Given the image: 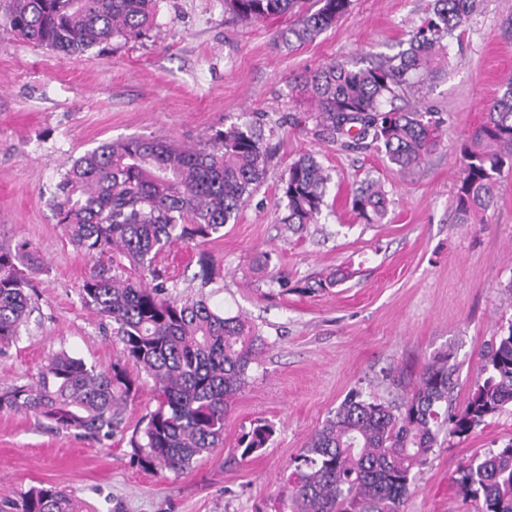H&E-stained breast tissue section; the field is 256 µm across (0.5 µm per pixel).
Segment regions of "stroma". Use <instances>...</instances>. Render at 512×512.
I'll return each mask as SVG.
<instances>
[{"instance_id": "obj_1", "label": "stroma", "mask_w": 512, "mask_h": 512, "mask_svg": "<svg viewBox=\"0 0 512 512\" xmlns=\"http://www.w3.org/2000/svg\"><path fill=\"white\" fill-rule=\"evenodd\" d=\"M427 9L428 0H353L333 28L292 50L273 40L287 18L245 24L224 0H158L146 37H116L68 59L19 38L0 42V242H29L43 263L31 277L27 323L0 355V390L31 381L60 349L99 365L119 352L80 298L88 262L49 207L76 158L141 137L194 146L233 125L271 152L264 180L222 237L201 249L172 245L163 257L183 286L208 252L224 277L211 304L243 315L268 343L224 418L223 448L184 473L154 472L121 437L59 434L34 415L2 411L0 498L53 485L82 512H282L290 459L350 392L400 403L424 366L447 354L457 366L451 403L465 405L484 351L512 321V171L486 223L454 221L460 144L512 78V0H484L452 43L445 76L422 89L447 133L414 171L322 140L295 88L329 61L360 66L397 53ZM307 152L330 175L327 205L319 223L294 234L282 222V178ZM367 176L388 192L379 224L356 219L346 203ZM266 253L272 266L258 271ZM342 271L346 281L317 288ZM261 421L273 436L241 458L240 437ZM511 441L512 407L469 436L441 432L413 472L405 512H476L457 492L458 471Z\"/></svg>"}]
</instances>
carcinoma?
Here are the masks:
<instances>
[{"mask_svg":"<svg viewBox=\"0 0 512 512\" xmlns=\"http://www.w3.org/2000/svg\"><path fill=\"white\" fill-rule=\"evenodd\" d=\"M352 0H224L241 21L289 17L280 44L299 47L331 29ZM483 0H431L408 47L362 68L331 61L307 73L300 92L311 102L317 135L383 155L400 172L424 163L446 133L443 113L420 103L398 107L445 71L450 43ZM154 0H0V36H21L67 58L114 37L138 39L154 24ZM456 223L493 209L504 169L512 170V79L484 108L483 121L460 146ZM268 155L258 138L230 126L181 148L163 137L104 142L77 158L52 196L56 223L91 262L82 301L111 327L120 355L102 366L64 350L51 354L35 380L0 392V411L31 413L57 432L112 438L127 432L125 411L145 383L155 406L128 444L142 467L182 473L224 445V417L246 385L265 340L240 315L210 305L205 290L220 272L203 254L196 291L172 295L177 282L161 268L174 242L201 245L263 180ZM329 176L305 154L288 164L282 223L296 233L316 224ZM367 224L387 213L381 182L365 177L348 198ZM38 260L29 245L0 244V349L19 336L29 314L26 272ZM456 364L439 357L422 370L400 404L350 393L291 459L281 500L288 512H404L412 470L427 463L441 430L467 437L512 406V323L492 340L476 387L452 412L448 392ZM274 433L254 425L241 456L264 449ZM457 491L477 512H512V440L459 471ZM0 512H77L71 496L50 485L0 500Z\"/></svg>","mask_w":512,"mask_h":512,"instance_id":"obj_1","label":"carcinoma"}]
</instances>
